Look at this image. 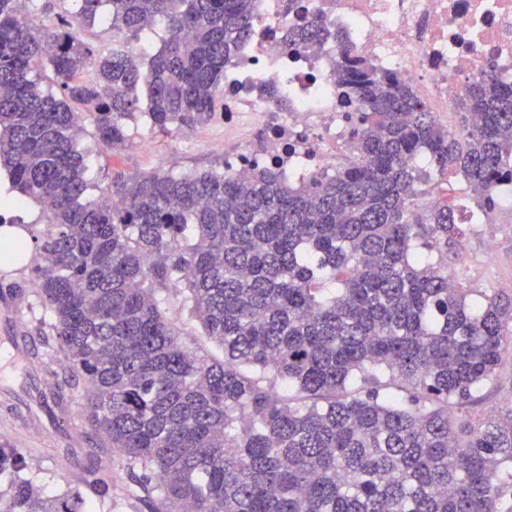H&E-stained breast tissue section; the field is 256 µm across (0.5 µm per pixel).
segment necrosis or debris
<instances>
[{
  "mask_svg": "<svg viewBox=\"0 0 512 512\" xmlns=\"http://www.w3.org/2000/svg\"><path fill=\"white\" fill-rule=\"evenodd\" d=\"M321 19L331 38L296 51L286 30ZM398 75L440 116L465 83L512 81V0H259L253 31L224 67V170L270 165L308 183L355 155L354 109L334 71L341 50Z\"/></svg>",
  "mask_w": 512,
  "mask_h": 512,
  "instance_id": "necrosis-or-debris-1",
  "label": "necrosis or debris"
}]
</instances>
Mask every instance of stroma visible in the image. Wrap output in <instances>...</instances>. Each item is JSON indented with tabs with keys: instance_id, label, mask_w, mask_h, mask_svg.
Wrapping results in <instances>:
<instances>
[{
	"instance_id": "35a3bbf8",
	"label": "stroma",
	"mask_w": 512,
	"mask_h": 512,
	"mask_svg": "<svg viewBox=\"0 0 512 512\" xmlns=\"http://www.w3.org/2000/svg\"><path fill=\"white\" fill-rule=\"evenodd\" d=\"M136 138L140 148L114 149L84 135L100 188L159 170L203 171L224 159L223 152L212 148L224 138V126L217 121L168 134L142 125ZM462 231L446 257L456 282L470 289L472 301L486 295L512 301V206L496 201L480 222L463 225ZM33 291L29 263L0 266V448L22 454L42 475L38 490L53 496L75 481L101 437L81 418L79 390L64 385L62 361L47 351L36 332L44 313L35 307ZM60 390L69 400L70 416L64 420L40 407L44 396ZM510 410L512 357L503 361L496 380L469 413L482 418ZM100 463L111 472L112 486L109 498L94 501L92 512H148L129 492L124 461L107 454Z\"/></svg>"
}]
</instances>
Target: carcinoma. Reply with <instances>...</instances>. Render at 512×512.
<instances>
[{
	"label": "carcinoma",
	"instance_id": "1",
	"mask_svg": "<svg viewBox=\"0 0 512 512\" xmlns=\"http://www.w3.org/2000/svg\"><path fill=\"white\" fill-rule=\"evenodd\" d=\"M74 16L168 37L145 58L96 52L41 0H0V174L39 222L0 242L31 258L43 345L81 387V416L119 453L149 512H512V419L465 406L512 355V302L448 279L462 234L446 202L418 210V158L478 198L512 184V82L469 83L458 131L395 74L341 55L356 159L298 186L224 165L115 182L94 198L85 123L106 146L208 122L257 0H71ZM323 22L287 32L305 49ZM50 68L56 88L42 86ZM35 251L28 255V240ZM223 350L183 341L157 290ZM38 494L0 450V512H86L105 493Z\"/></svg>",
	"mask_w": 512,
	"mask_h": 512
}]
</instances>
